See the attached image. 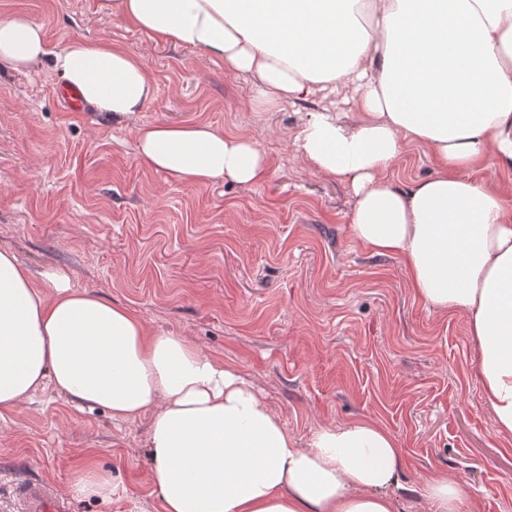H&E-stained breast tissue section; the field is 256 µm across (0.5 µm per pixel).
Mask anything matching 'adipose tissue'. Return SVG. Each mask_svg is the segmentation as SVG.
Instances as JSON below:
<instances>
[{
	"instance_id": "1",
	"label": "adipose tissue",
	"mask_w": 512,
	"mask_h": 512,
	"mask_svg": "<svg viewBox=\"0 0 512 512\" xmlns=\"http://www.w3.org/2000/svg\"><path fill=\"white\" fill-rule=\"evenodd\" d=\"M155 40L199 49L276 103L320 97L298 129L302 158L353 198L351 238L398 257L426 306L460 310L496 433L512 436V198L476 170L512 171V0H101ZM51 60L96 111L131 118L154 92L142 60L103 42L50 49L29 17H0V63ZM137 155L188 185L266 180L265 155L211 125L146 124ZM435 169L403 189L387 177L409 143ZM52 388L79 410L147 420L162 512H397L401 448L371 419L307 442L238 370L187 337L149 332L134 310L33 273L0 249V420ZM432 512H473L437 474Z\"/></svg>"
}]
</instances>
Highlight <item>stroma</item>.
Segmentation results:
<instances>
[{
    "label": "stroma",
    "instance_id": "1",
    "mask_svg": "<svg viewBox=\"0 0 512 512\" xmlns=\"http://www.w3.org/2000/svg\"><path fill=\"white\" fill-rule=\"evenodd\" d=\"M11 13L43 24L55 51L86 39L138 55L154 94L130 120L69 112L48 65L1 64V247L236 367L298 440L329 423L380 422L402 448L399 512H430L418 490L437 473L465 487L476 512H512V436L495 433L482 400L467 316L424 306L398 258L350 238L349 191L295 151L301 116L318 104L266 101L223 61L157 42L97 0H0V16ZM196 122L254 140L268 179L191 186L138 159V125ZM432 170L430 149L412 144L387 177L406 186ZM146 440V421L39 391L0 421V512H19L20 486L38 482L71 512H162ZM90 463L111 474V499L74 493Z\"/></svg>",
    "mask_w": 512,
    "mask_h": 512
}]
</instances>
